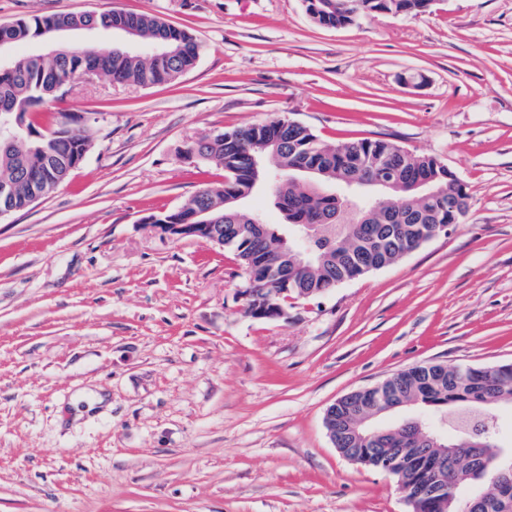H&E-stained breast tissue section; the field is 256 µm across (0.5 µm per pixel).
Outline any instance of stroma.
<instances>
[{"label":"stroma","instance_id":"1","mask_svg":"<svg viewBox=\"0 0 512 512\" xmlns=\"http://www.w3.org/2000/svg\"><path fill=\"white\" fill-rule=\"evenodd\" d=\"M110 8L189 31L200 56L169 84L79 79L43 108V130L81 117L93 144L0 218V512H411L325 414L415 364L512 362V0L338 28L303 0H0V23ZM281 119L440 158L466 216L253 317L231 251L144 218L223 181L192 140Z\"/></svg>","mask_w":512,"mask_h":512}]
</instances>
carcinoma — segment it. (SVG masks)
<instances>
[{
    "label": "carcinoma",
    "instance_id": "obj_1",
    "mask_svg": "<svg viewBox=\"0 0 512 512\" xmlns=\"http://www.w3.org/2000/svg\"><path fill=\"white\" fill-rule=\"evenodd\" d=\"M426 0H320L319 9L312 12L315 23L337 28L351 24L361 15L388 12L395 15L418 14L426 10ZM95 26L108 34L116 26L132 27L139 37L160 41L173 52L169 57L145 64L133 52L104 45L93 52L62 46L53 55L13 56V70L0 72V104L19 117L34 109L64 89L84 69L98 68L114 84L141 87L164 84L191 70L199 58L200 45L187 31L166 23L149 13H130L109 9L82 14H57L14 23L0 24V38L10 46L31 41L47 45L55 42L58 30L64 27ZM17 147L0 144V184L12 186L0 204L14 211L28 208L36 200L53 192L71 172L73 162L88 152L92 137L87 127L72 128L60 122L54 137L41 139L20 132ZM282 138L283 150L267 157L266 167L289 173V168L309 149L318 153L323 173L297 184L281 180L271 183L269 191L287 224L294 226L317 247L330 245L341 254L332 268H304L297 264L288 250L269 244L257 245L243 230L249 214L224 204L228 194L226 182L209 185L197 192L181 208L169 212L171 223L192 224L199 209L211 210V215L224 225V248L235 255L242 268L245 287L252 294L245 297L246 307L264 305L268 299L284 301L288 295L299 296L311 290L326 288L330 281L339 285L352 278L381 269L403 257L406 250L432 235L440 227L450 230L461 223L465 212L459 200L470 198L468 185L441 159L432 155H415L383 139L364 138L341 147L324 146L306 127L293 129L286 120L254 124L249 127L221 132L203 149V159L224 168L233 193L253 192L249 155L264 139ZM391 169L400 182L416 173H425L440 196L415 199L404 188L392 192L393 206L389 213H374L361 224L344 204L328 194L327 187L345 180L354 173L374 176ZM338 216L332 224L321 222L322 216ZM286 288L290 293L276 296L274 291ZM477 367H447L414 365L406 371L384 380V393L396 401L420 400V408L440 416L453 409L465 416L481 417V411L498 404L512 405V371L484 378L474 387ZM368 397L357 395L336 407L330 428L338 448H374L373 439L366 435H387V448H400L410 461L412 470L402 475L409 490L427 487L435 482L434 464L439 450L416 445L407 434V422L383 426L376 430L360 427L362 436L349 433V425L358 421L368 410ZM439 445L457 448L466 456L480 459L484 448L461 445L463 432L456 436L441 434ZM448 483L463 492L477 487L484 494L486 512H512V496H506L507 484H512V462L505 460L500 467L486 471L480 480L470 477L468 464L459 463L448 469Z\"/></svg>",
    "mask_w": 512,
    "mask_h": 512
}]
</instances>
